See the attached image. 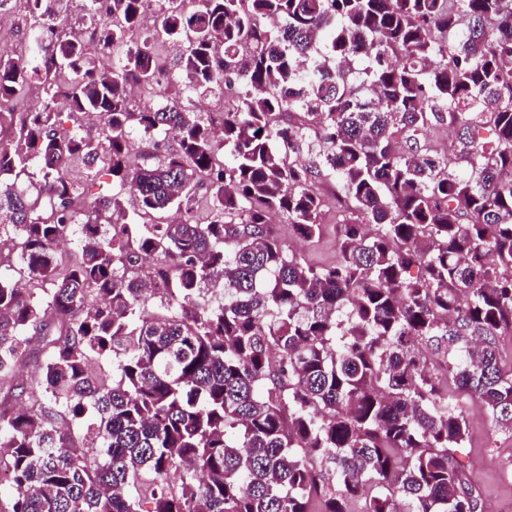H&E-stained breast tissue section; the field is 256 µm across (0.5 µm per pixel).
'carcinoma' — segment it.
<instances>
[{"label":"carcinoma","mask_w":512,"mask_h":512,"mask_svg":"<svg viewBox=\"0 0 512 512\" xmlns=\"http://www.w3.org/2000/svg\"><path fill=\"white\" fill-rule=\"evenodd\" d=\"M23 7L31 47L0 49L9 512H482L457 452L469 398L512 431V0H81L109 67L60 0ZM234 84L215 136L191 95ZM135 132L177 146L135 162ZM322 176L344 219L314 268L271 219L319 238Z\"/></svg>","instance_id":"1"}]
</instances>
